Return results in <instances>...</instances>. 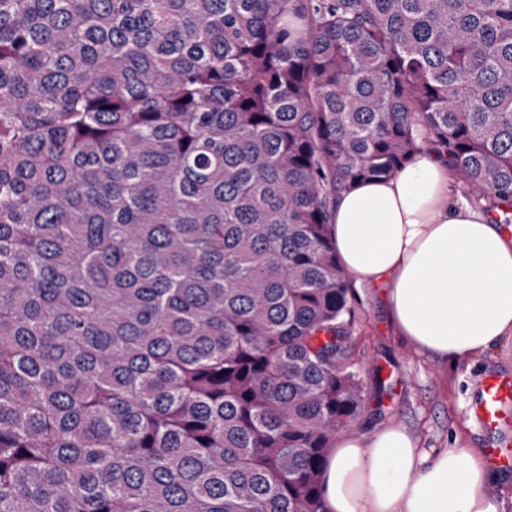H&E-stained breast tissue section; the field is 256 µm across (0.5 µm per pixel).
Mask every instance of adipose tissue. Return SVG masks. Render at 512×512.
Listing matches in <instances>:
<instances>
[{"label": "adipose tissue", "mask_w": 512, "mask_h": 512, "mask_svg": "<svg viewBox=\"0 0 512 512\" xmlns=\"http://www.w3.org/2000/svg\"><path fill=\"white\" fill-rule=\"evenodd\" d=\"M451 172L420 153L393 179L342 194L332 214L341 263L356 282H391L390 318L422 351L457 362L512 338V236L452 197ZM481 453L422 454L393 425L341 435L324 471L327 512H498Z\"/></svg>", "instance_id": "obj_1"}]
</instances>
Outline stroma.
Wrapping results in <instances>:
<instances>
[{
    "label": "stroma",
    "mask_w": 512,
    "mask_h": 512,
    "mask_svg": "<svg viewBox=\"0 0 512 512\" xmlns=\"http://www.w3.org/2000/svg\"><path fill=\"white\" fill-rule=\"evenodd\" d=\"M356 293V357L363 381L358 432L397 424L430 455L458 443L481 447L480 433L463 413L476 393L475 379L487 367H512V338L454 364L440 361L398 335L387 287L363 284Z\"/></svg>",
    "instance_id": "1"
}]
</instances>
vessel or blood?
I'll return each instance as SVG.
<instances>
[{"mask_svg": "<svg viewBox=\"0 0 512 512\" xmlns=\"http://www.w3.org/2000/svg\"><path fill=\"white\" fill-rule=\"evenodd\" d=\"M487 434L485 448L492 467L512 474V456L506 454L507 435L512 432V377L505 373L486 375L477 391V398L466 412Z\"/></svg>", "mask_w": 512, "mask_h": 512, "instance_id": "b4317fda", "label": "vessel or blood"}]
</instances>
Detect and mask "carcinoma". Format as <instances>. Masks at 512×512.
<instances>
[{"label":"carcinoma","mask_w":512,"mask_h":512,"mask_svg":"<svg viewBox=\"0 0 512 512\" xmlns=\"http://www.w3.org/2000/svg\"><path fill=\"white\" fill-rule=\"evenodd\" d=\"M424 149L512 224V0H0V512H326Z\"/></svg>","instance_id":"obj_1"}]
</instances>
